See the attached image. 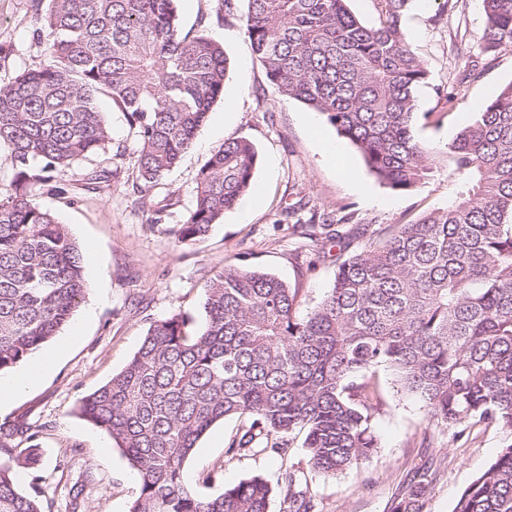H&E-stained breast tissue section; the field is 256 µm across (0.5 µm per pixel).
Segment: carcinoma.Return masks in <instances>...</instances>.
<instances>
[{
  "instance_id": "cac0c4a2",
  "label": "carcinoma",
  "mask_w": 512,
  "mask_h": 512,
  "mask_svg": "<svg viewBox=\"0 0 512 512\" xmlns=\"http://www.w3.org/2000/svg\"><path fill=\"white\" fill-rule=\"evenodd\" d=\"M35 32L47 59L0 88V142L14 179L0 191V375L59 335L85 297L84 257L34 188L66 192L74 162L105 149V97L135 130L138 188L179 163L224 96L228 59L206 26L182 34L178 0H47ZM255 57L278 93L326 120L377 179L410 192L434 174L436 150L414 135L415 90L428 71L402 18L413 0H379L364 25L349 0H246ZM484 52L512 47V0H482ZM258 153L245 137L224 141L203 164L195 204L175 230L206 236L252 187ZM456 177L448 207L394 224L337 266L333 287L305 316L298 290L275 276L226 263L205 285L206 322L181 315L150 325L126 366L82 399L137 471L130 512H322L297 470L272 485L252 475L205 496L183 478L186 461L217 422L251 423L226 454L305 431L310 469L335 475L377 448L375 415L384 368L449 428L471 421L512 430V82L491 92L471 125L448 144ZM36 432L0 426V512H42L17 488L38 464ZM434 474L419 475L392 512H423ZM452 512H512V442L457 496Z\"/></svg>"
}]
</instances>
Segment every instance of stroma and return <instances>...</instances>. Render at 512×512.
Returning a JSON list of instances; mask_svg holds the SVG:
<instances>
[{"mask_svg": "<svg viewBox=\"0 0 512 512\" xmlns=\"http://www.w3.org/2000/svg\"><path fill=\"white\" fill-rule=\"evenodd\" d=\"M183 32L207 25L229 59L224 97L198 130L192 148L174 171L148 194L136 190L138 142L125 116L100 99L110 128L105 150L75 163L61 195L38 190L40 205L65 224L80 247L95 246L96 260L85 263L88 293L59 336L47 344L53 368L33 387L0 407V425L25 421L35 426L39 464L20 471L18 488L38 494L43 512H129L138 475L116 445L79 414L82 398L119 372L137 351L152 322L177 314L194 326L205 323L202 297L207 281L225 264L238 263L272 273L299 291V314L316 306L333 286L336 268L365 244L354 239L339 250L324 236L300 238L295 223L326 213L341 230L362 225L375 234L447 207L452 195L448 144L469 126L495 88L512 82V50L483 51L485 17L481 0H458L453 11L437 0H417L402 20L413 52L428 79L416 91V138L437 148L433 177L401 193L382 184L349 142L341 140L325 116L304 103L280 96L268 83L247 36L244 0L226 13L221 0H179ZM36 0H0V87L46 59L34 35ZM250 139L258 160L253 182L262 193L247 221L225 213L203 239L183 244L173 231L195 201L197 173L225 140ZM339 144L356 172L342 178L325 165L316 140ZM94 170L107 181L88 184ZM159 223H151L155 204ZM295 211L285 222V208ZM384 404L374 420L378 447L358 467L335 476L309 472L303 435L289 437L286 457L272 452H225L228 440L246 425L229 417L198 441L183 476L205 495L259 474L277 481L283 466L305 472L322 512H389L418 471L436 470L423 512H451L460 491L512 442V432L482 423L463 433L431 423L423 403L400 391L393 375L377 371ZM80 489L72 497L70 489Z\"/></svg>", "mask_w": 512, "mask_h": 512, "instance_id": "obj_1", "label": "stroma"}]
</instances>
